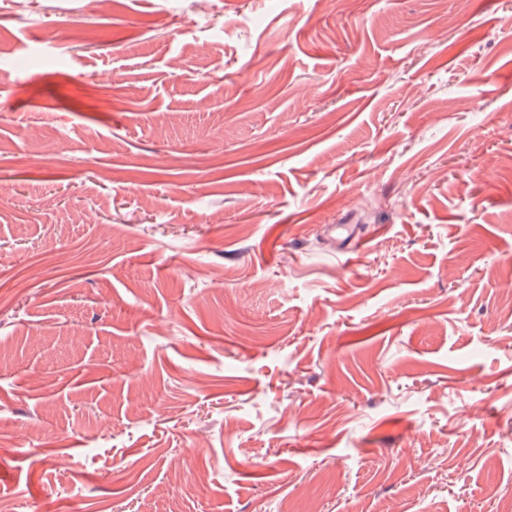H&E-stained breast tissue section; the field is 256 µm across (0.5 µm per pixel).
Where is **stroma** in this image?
I'll return each instance as SVG.
<instances>
[{
  "instance_id": "35a3bbf8",
  "label": "stroma",
  "mask_w": 512,
  "mask_h": 512,
  "mask_svg": "<svg viewBox=\"0 0 512 512\" xmlns=\"http://www.w3.org/2000/svg\"><path fill=\"white\" fill-rule=\"evenodd\" d=\"M4 3L0 499L497 512L512 0Z\"/></svg>"
}]
</instances>
